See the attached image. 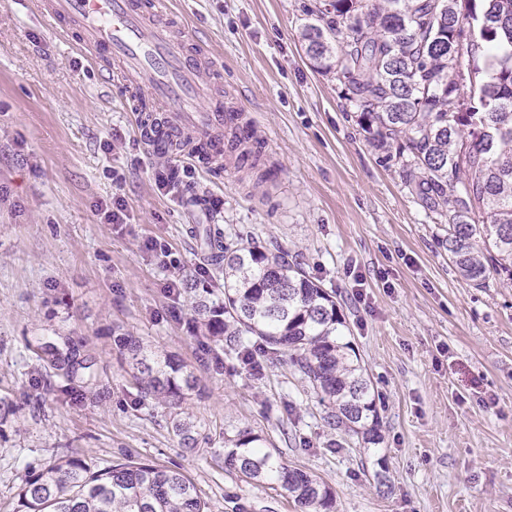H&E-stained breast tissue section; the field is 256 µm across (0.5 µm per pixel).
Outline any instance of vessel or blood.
<instances>
[{
  "label": "vessel or blood",
  "instance_id": "vessel-or-blood-1",
  "mask_svg": "<svg viewBox=\"0 0 512 512\" xmlns=\"http://www.w3.org/2000/svg\"><path fill=\"white\" fill-rule=\"evenodd\" d=\"M32 7L61 37L75 38L91 64L120 62L128 92L146 82L151 99L166 103L163 114L135 118L136 133L150 150L182 159L175 134L185 129L204 156L222 154L228 139L240 150L251 149L241 107L208 95L209 83L219 76L218 59L184 48L160 0H33Z\"/></svg>",
  "mask_w": 512,
  "mask_h": 512
}]
</instances>
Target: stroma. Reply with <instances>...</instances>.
<instances>
[{"label": "stroma", "instance_id": "stroma-1", "mask_svg": "<svg viewBox=\"0 0 512 512\" xmlns=\"http://www.w3.org/2000/svg\"><path fill=\"white\" fill-rule=\"evenodd\" d=\"M313 2L170 0L186 36L224 65L219 95L261 145L253 169L147 150L121 85L26 0H0V398L17 408L0 420V512H17L30 470L66 456L181 471L211 512H296L279 488L225 469V433L247 426L328 483L337 512H512V281L460 277L441 217L398 158L369 147L342 85L311 67L299 32ZM209 235L281 247L335 294L380 395L382 444L334 447L286 361L263 360L256 376L200 337L195 302L224 297ZM173 278L194 291L170 293ZM128 335L197 376L195 450L168 409L136 404ZM37 336L83 339L105 399L46 376L27 348Z\"/></svg>", "mask_w": 512, "mask_h": 512}]
</instances>
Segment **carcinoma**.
Wrapping results in <instances>:
<instances>
[{"instance_id": "obj_1", "label": "carcinoma", "mask_w": 512, "mask_h": 512, "mask_svg": "<svg viewBox=\"0 0 512 512\" xmlns=\"http://www.w3.org/2000/svg\"><path fill=\"white\" fill-rule=\"evenodd\" d=\"M305 14L312 67L336 76L367 142L404 160L406 181L447 218L439 243L458 273L477 288L493 275L512 280V0H318ZM464 54L475 62L466 71ZM217 264L224 300L196 303L202 336L242 360L288 357L330 430L366 452L382 443L375 390L336 298L279 247L226 243ZM121 347L139 399L169 408L172 432L195 448L193 371L134 336ZM34 351L47 375L104 397L82 340L40 336ZM268 445L248 427L226 432L224 467L277 485L298 512H335L333 488ZM18 503L19 512H209L182 472L129 459L94 470L61 458L29 473Z\"/></svg>"}]
</instances>
